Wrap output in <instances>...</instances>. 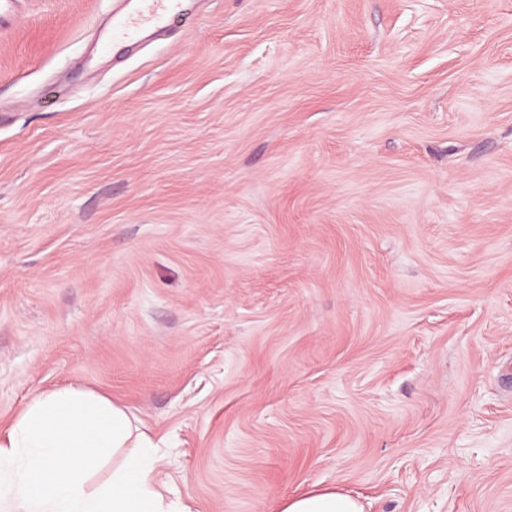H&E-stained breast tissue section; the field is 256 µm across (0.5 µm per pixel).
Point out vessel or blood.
Listing matches in <instances>:
<instances>
[{
    "instance_id": "obj_1",
    "label": "vessel or blood",
    "mask_w": 512,
    "mask_h": 512,
    "mask_svg": "<svg viewBox=\"0 0 512 512\" xmlns=\"http://www.w3.org/2000/svg\"><path fill=\"white\" fill-rule=\"evenodd\" d=\"M196 12L194 0H119L99 41L122 50L166 33L174 23L192 22Z\"/></svg>"
}]
</instances>
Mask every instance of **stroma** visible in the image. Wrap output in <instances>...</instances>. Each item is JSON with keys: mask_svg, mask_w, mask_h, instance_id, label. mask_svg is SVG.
Segmentation results:
<instances>
[{"mask_svg": "<svg viewBox=\"0 0 512 512\" xmlns=\"http://www.w3.org/2000/svg\"><path fill=\"white\" fill-rule=\"evenodd\" d=\"M113 0L0 40V425L79 384L192 512H512V0ZM112 24L100 32L101 45L113 50L137 45L148 36L166 33L176 22L191 23L197 12L192 0H115ZM280 512H364V505L337 488H324L312 489L285 500Z\"/></svg>", "mask_w": 512, "mask_h": 512, "instance_id": "35a3bbf8", "label": "stroma"}]
</instances>
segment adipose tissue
I'll return each mask as SVG.
<instances>
[{"label":"adipose tissue","instance_id":"obj_1","mask_svg":"<svg viewBox=\"0 0 512 512\" xmlns=\"http://www.w3.org/2000/svg\"><path fill=\"white\" fill-rule=\"evenodd\" d=\"M153 438L126 408L71 384L44 392L0 431V512H190L176 504L148 455ZM111 479L89 489V473L108 454ZM280 512H364L335 488L285 500Z\"/></svg>","mask_w":512,"mask_h":512}]
</instances>
